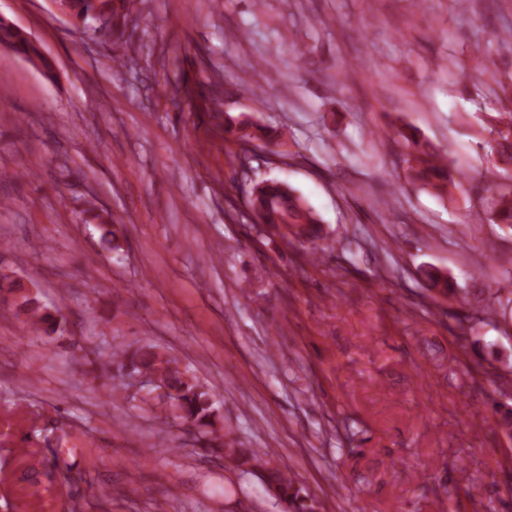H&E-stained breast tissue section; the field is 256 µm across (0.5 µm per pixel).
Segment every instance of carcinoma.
<instances>
[{
    "label": "carcinoma",
    "mask_w": 512,
    "mask_h": 512,
    "mask_svg": "<svg viewBox=\"0 0 512 512\" xmlns=\"http://www.w3.org/2000/svg\"><path fill=\"white\" fill-rule=\"evenodd\" d=\"M69 10L79 18L93 14L118 16L121 7L114 0H68ZM0 41L12 43L18 51L30 56L42 58L37 45L18 30L0 22ZM215 126L224 133V140L239 145L256 140L267 146L280 145V131L256 122L233 117L227 112L216 109L213 113ZM410 148L407 163V183L421 189H431L440 198L450 194V187L462 174H454L448 165V151L440 148L421 134V131L405 125L397 130ZM489 139L486 145L495 157L497 167L504 171L512 169V113L500 112L491 118L488 129ZM247 205L257 214L260 222L269 230H275L289 241L315 243L320 239L321 221L314 209L295 191L283 190L281 182L266 179L257 183L247 200ZM484 214L490 224L512 225V176L508 182L495 184V193L484 204ZM427 289L431 298L439 301H451L457 289L440 270L428 268L423 271ZM17 315L24 316V323L44 331L46 334L58 331L59 317L47 311L37 298L20 296ZM130 369L144 377L156 379L164 389L166 402L159 410L166 414H176L192 422L209 438L208 447L224 454L228 468L242 473H258L266 491L278 494L281 501L288 504V512H315V498L291 474L286 463L273 464L270 453L256 448H243L234 440H226L220 433L219 409L215 394L206 386L199 384L182 370L177 362L156 350L153 345H143L129 353L122 351L113 356L106 371Z\"/></svg>",
    "instance_id": "obj_1"
}]
</instances>
